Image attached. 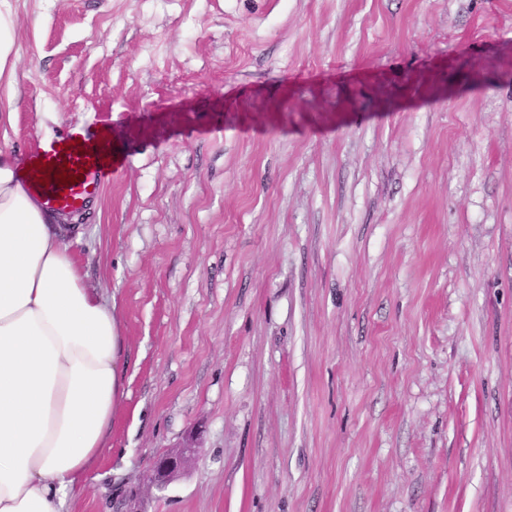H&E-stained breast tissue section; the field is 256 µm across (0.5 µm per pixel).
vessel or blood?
Masks as SVG:
<instances>
[{
  "instance_id": "vessel-or-blood-1",
  "label": "vessel or blood",
  "mask_w": 512,
  "mask_h": 512,
  "mask_svg": "<svg viewBox=\"0 0 512 512\" xmlns=\"http://www.w3.org/2000/svg\"><path fill=\"white\" fill-rule=\"evenodd\" d=\"M119 161L111 133L80 128L49 149L33 152L24 180L48 209L67 214L98 195Z\"/></svg>"
}]
</instances>
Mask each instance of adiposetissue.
I'll return each mask as SVG.
<instances>
[{
    "label": "adipose tissue",
    "instance_id": "1",
    "mask_svg": "<svg viewBox=\"0 0 512 512\" xmlns=\"http://www.w3.org/2000/svg\"><path fill=\"white\" fill-rule=\"evenodd\" d=\"M115 299L0 150V512H60L124 396Z\"/></svg>",
    "mask_w": 512,
    "mask_h": 512
}]
</instances>
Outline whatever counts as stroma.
Masks as SVG:
<instances>
[{"mask_svg":"<svg viewBox=\"0 0 512 512\" xmlns=\"http://www.w3.org/2000/svg\"><path fill=\"white\" fill-rule=\"evenodd\" d=\"M10 5L0 148L121 154L65 220L126 369L63 512H512V0ZM181 447L183 448L181 451L165 454L155 462L145 476L147 484L164 488L179 476L188 465L191 455L195 451L194 437H190Z\"/></svg>","mask_w":512,"mask_h":512,"instance_id":"35a3bbf8","label":"stroma"}]
</instances>
